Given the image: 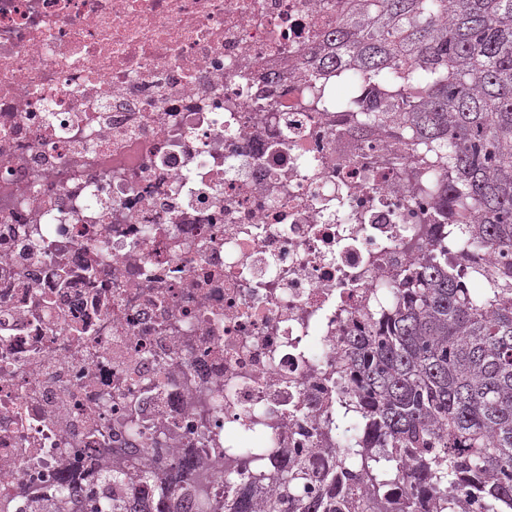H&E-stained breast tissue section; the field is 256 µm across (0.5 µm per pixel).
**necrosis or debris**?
I'll return each mask as SVG.
<instances>
[{
    "instance_id": "necrosis-or-debris-1",
    "label": "necrosis or debris",
    "mask_w": 512,
    "mask_h": 512,
    "mask_svg": "<svg viewBox=\"0 0 512 512\" xmlns=\"http://www.w3.org/2000/svg\"><path fill=\"white\" fill-rule=\"evenodd\" d=\"M333 0H0V498L109 447L328 471L340 338L442 230L438 174L316 111Z\"/></svg>"
}]
</instances>
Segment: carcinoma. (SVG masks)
<instances>
[{"label": "carcinoma", "mask_w": 512, "mask_h": 512, "mask_svg": "<svg viewBox=\"0 0 512 512\" xmlns=\"http://www.w3.org/2000/svg\"><path fill=\"white\" fill-rule=\"evenodd\" d=\"M314 63L364 95L354 133L381 131L443 178L448 239L395 281L391 306L357 316L336 367L341 444L313 472L293 451L255 487L204 512H512V0H336ZM495 256L448 258V241ZM125 462L85 490L79 512H181L189 461L154 498L124 488L154 476Z\"/></svg>", "instance_id": "1"}]
</instances>
